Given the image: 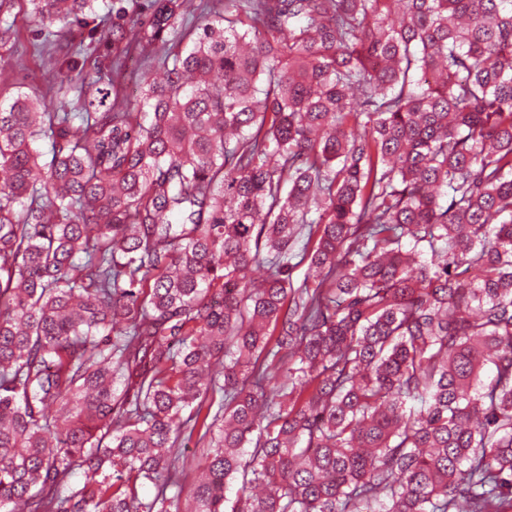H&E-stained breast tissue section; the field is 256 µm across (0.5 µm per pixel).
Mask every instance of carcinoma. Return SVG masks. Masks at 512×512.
<instances>
[{"mask_svg": "<svg viewBox=\"0 0 512 512\" xmlns=\"http://www.w3.org/2000/svg\"><path fill=\"white\" fill-rule=\"evenodd\" d=\"M123 2L0 0L166 70L0 102V512H512V0ZM121 84L124 94L133 98L139 95L142 86V77L147 73V77L161 79L164 71L157 62L144 65L143 59L136 53H130L126 59L125 65L121 68Z\"/></svg>", "mask_w": 512, "mask_h": 512, "instance_id": "1", "label": "carcinoma"}]
</instances>
